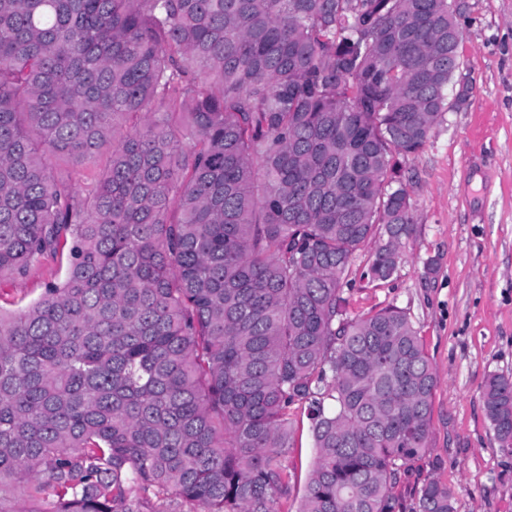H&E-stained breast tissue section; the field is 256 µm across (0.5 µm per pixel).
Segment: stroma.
<instances>
[{"instance_id":"stroma-1","label":"stroma","mask_w":512,"mask_h":512,"mask_svg":"<svg viewBox=\"0 0 512 512\" xmlns=\"http://www.w3.org/2000/svg\"><path fill=\"white\" fill-rule=\"evenodd\" d=\"M467 3L464 63L448 87L454 104L402 162L415 231L381 285L365 276L375 242L359 247L345 310L354 317L389 305L405 309L437 375L430 452L402 495L434 478L453 488L456 512H512V456L499 451L482 398L489 373L512 374V0ZM66 267V258L50 259L6 281L0 308L27 306ZM291 419L295 446L283 461L276 512H301L316 456L305 407L293 405Z\"/></svg>"}]
</instances>
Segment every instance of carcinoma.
Here are the masks:
<instances>
[{"label": "carcinoma", "instance_id": "1", "mask_svg": "<svg viewBox=\"0 0 512 512\" xmlns=\"http://www.w3.org/2000/svg\"><path fill=\"white\" fill-rule=\"evenodd\" d=\"M448 0H0V512H275L307 405L301 512H455L427 479L437 377L397 306L350 318L414 232L401 159L463 65ZM159 105L163 112L153 111ZM112 144L82 195L56 175ZM484 409L512 455V374ZM67 267V251L63 257L55 260L49 259L41 266L34 267L30 274L19 280H5V285L0 288V305L4 310H16L27 306L42 292L45 282L48 280H60ZM2 295V297H1Z\"/></svg>", "mask_w": 512, "mask_h": 512}]
</instances>
